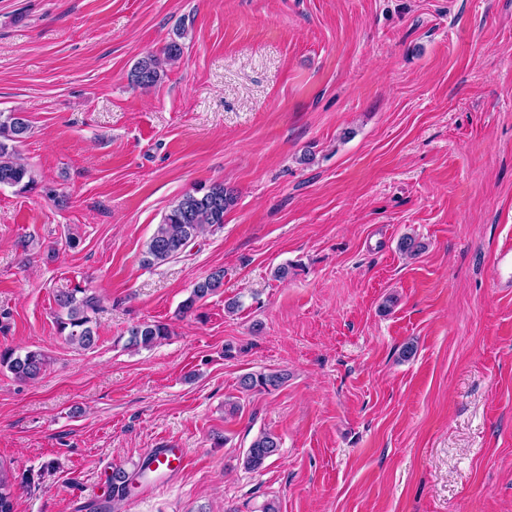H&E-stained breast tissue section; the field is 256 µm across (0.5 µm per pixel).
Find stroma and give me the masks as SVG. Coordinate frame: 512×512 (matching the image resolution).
<instances>
[{
    "label": "stroma",
    "mask_w": 512,
    "mask_h": 512,
    "mask_svg": "<svg viewBox=\"0 0 512 512\" xmlns=\"http://www.w3.org/2000/svg\"><path fill=\"white\" fill-rule=\"evenodd\" d=\"M14 111L37 187H0V350L48 358L0 368L16 512H512V0H0ZM220 182L223 228L146 265ZM78 286L88 349L56 323ZM144 322L171 334L127 347ZM263 430L279 453L246 471ZM163 445L191 466L113 504L106 473ZM164 75L160 59L156 56H146L140 59L133 72V82L142 89L155 86ZM235 196L224 184L185 193L164 215L146 244L147 265L160 264L182 253L204 230L224 225V214ZM224 281L223 269H216L211 272L203 280L197 282L189 297L181 305L182 314L192 312L197 303L204 300L209 295L213 294L217 289L221 288ZM7 369L19 379L38 378L46 366V358L40 350H27L24 353L4 351L0 353V367ZM288 379V375L285 372H274L268 374L254 375L248 373L243 375L239 380V386L243 392H249L253 390H265L277 389L282 386Z\"/></svg>",
    "instance_id": "obj_1"
}]
</instances>
